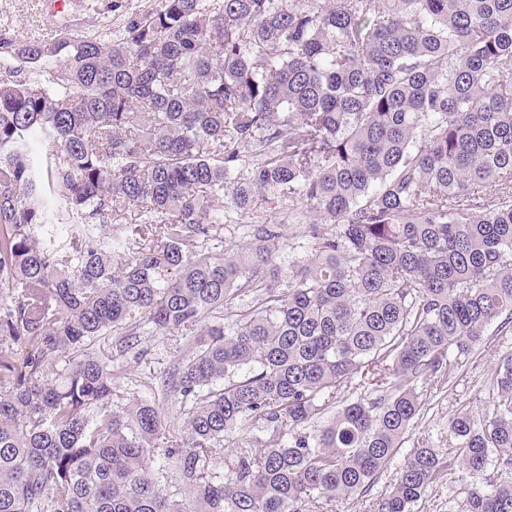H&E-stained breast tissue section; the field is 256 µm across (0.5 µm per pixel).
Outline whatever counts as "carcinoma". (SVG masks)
Listing matches in <instances>:
<instances>
[{
	"label": "carcinoma",
	"mask_w": 512,
	"mask_h": 512,
	"mask_svg": "<svg viewBox=\"0 0 512 512\" xmlns=\"http://www.w3.org/2000/svg\"><path fill=\"white\" fill-rule=\"evenodd\" d=\"M0 64V512H333L512 334V0H158L107 40L1 31ZM145 325L189 343L168 408L116 400ZM492 390L375 512L457 472L459 512H512V353ZM283 241L286 245L282 252V261L285 266L288 262L304 260L308 254L307 240L303 236V228L299 224H281ZM288 244L290 248H288Z\"/></svg>",
	"instance_id": "obj_1"
}]
</instances>
